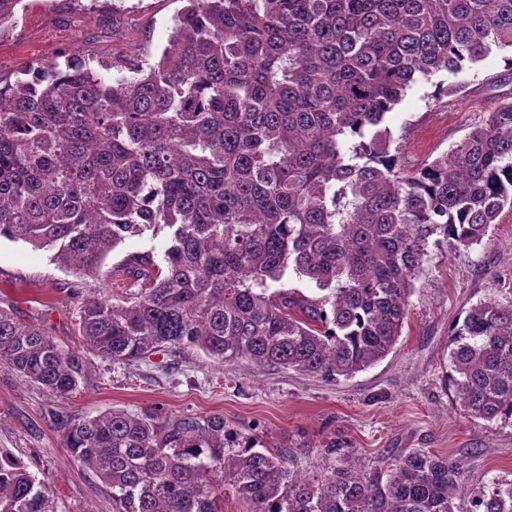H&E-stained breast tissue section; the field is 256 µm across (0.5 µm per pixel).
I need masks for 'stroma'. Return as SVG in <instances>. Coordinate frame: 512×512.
Instances as JSON below:
<instances>
[{
    "instance_id": "obj_1",
    "label": "stroma",
    "mask_w": 512,
    "mask_h": 512,
    "mask_svg": "<svg viewBox=\"0 0 512 512\" xmlns=\"http://www.w3.org/2000/svg\"><path fill=\"white\" fill-rule=\"evenodd\" d=\"M182 0H25L14 35L0 42V79L25 65L72 58L113 75L155 64ZM496 50L464 72L418 80L387 115L394 147L407 165L449 152L501 98L512 94V71ZM455 87L436 103V83ZM163 238L126 240L111 251L89 295L124 299L128 282L118 268L127 255L160 256ZM409 297L402 334L385 359L352 378L326 382L291 370L241 360L224 365L203 352H160L113 364L86 355L79 387L58 396L0 363V448L28 465L53 490L54 512H113L112 494L63 445L71 419L120 408L156 407L168 416L220 415L227 431L253 436L269 448L298 451L294 469L316 476L340 465L326 455L329 441L354 451L367 473L388 470L412 449L460 463L468 501L492 481L512 483V423L470 417L445 387L450 325L473 304L493 298L512 304V211H503L482 244L451 252L429 246ZM75 276L49 254L0 239V308L76 347L80 301Z\"/></svg>"
}]
</instances>
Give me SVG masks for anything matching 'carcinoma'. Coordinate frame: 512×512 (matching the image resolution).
Segmentation results:
<instances>
[{"mask_svg": "<svg viewBox=\"0 0 512 512\" xmlns=\"http://www.w3.org/2000/svg\"><path fill=\"white\" fill-rule=\"evenodd\" d=\"M22 0H0V39ZM512 50V0H185L159 61L135 76L44 64L0 82V238L93 277L131 237L160 262L121 264L138 291L89 296L79 350L0 309V361L64 396L80 351L131 364L195 349L231 365L350 378L393 351L429 243H482L512 209V96L416 168L387 113L411 84ZM320 294L277 288L288 271ZM455 402L512 423V305L466 310L449 352ZM71 456L115 512H222V473L251 512H456L447 456L412 450L386 475L316 477L224 417L114 409L65 424ZM237 442L234 457L224 445ZM0 512H53L51 489L0 448ZM468 512H512L494 482Z\"/></svg>", "mask_w": 512, "mask_h": 512, "instance_id": "1", "label": "carcinoma"}]
</instances>
